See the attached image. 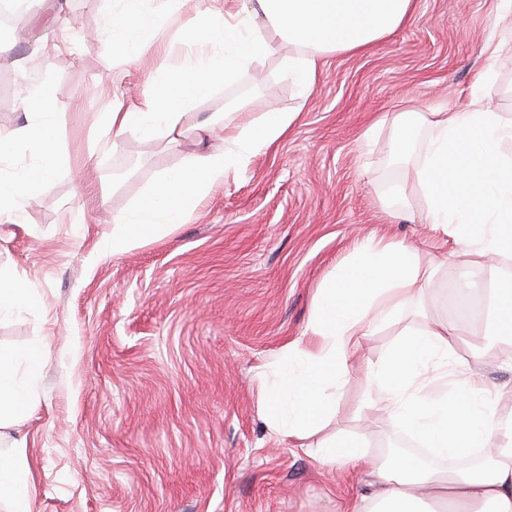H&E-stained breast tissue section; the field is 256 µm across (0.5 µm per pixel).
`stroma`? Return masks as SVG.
Returning a JSON list of instances; mask_svg holds the SVG:
<instances>
[{
  "label": "stroma",
  "instance_id": "stroma-1",
  "mask_svg": "<svg viewBox=\"0 0 512 512\" xmlns=\"http://www.w3.org/2000/svg\"><path fill=\"white\" fill-rule=\"evenodd\" d=\"M498 0H415V20L359 55L320 60L312 94L299 100L278 51L259 67L198 95L185 124L239 106L241 123L299 108L287 135L215 186L189 221L117 254L101 253L112 218L164 170L200 145L188 131L164 147L103 121L133 105L186 64L195 45L154 44L123 61L102 36L110 0H34L17 36L0 41V76L12 89L0 127L26 124L21 84L59 87L63 161L14 223L0 225V268L17 272L36 303L0 318V348H46L36 398L0 450L25 437L32 512H336L369 494L366 475L315 469L269 426L259 397L284 345L302 336L321 284L374 231L411 246L432 237L416 154L391 153L398 127L383 116L464 107L486 70L487 101L512 119V55L488 63ZM373 139H365L368 126ZM498 258L468 271L440 267L422 317L455 321L460 360L489 390L512 387V339L488 347L478 319H459L463 280L499 282ZM353 370L326 434L400 447L404 435L361 408Z\"/></svg>",
  "mask_w": 512,
  "mask_h": 512
}]
</instances>
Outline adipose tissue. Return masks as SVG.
I'll return each mask as SVG.
<instances>
[{
  "instance_id": "adipose-tissue-1",
  "label": "adipose tissue",
  "mask_w": 512,
  "mask_h": 512,
  "mask_svg": "<svg viewBox=\"0 0 512 512\" xmlns=\"http://www.w3.org/2000/svg\"><path fill=\"white\" fill-rule=\"evenodd\" d=\"M224 10L200 11L189 35L199 51L171 71L161 88L141 105L108 114L115 135L134 131L156 139L182 134L185 105L201 92L232 80L242 69L263 64L277 51L276 40L292 45L286 63L301 97L318 82L319 61L328 53L358 54L415 18L414 0H224ZM160 19L150 0H112L104 35L121 57H140L149 47L148 29ZM475 91L466 109L424 117L407 111L396 144L409 150L414 128L428 123L432 136L416 168L423 194V223L439 240L442 257L458 267L496 256L512 263V120L492 110ZM57 92L35 88L20 100L31 124L0 129V161L26 147L36 159L34 174L0 175V219L22 211L40 184L59 165L55 139ZM297 110L270 112L254 125H238L232 113L202 124L219 135L220 148L190 153L165 172L145 195L112 218V237L103 251L117 253L186 223L199 198L245 165L251 154L269 149L294 123ZM435 268L419 249L373 235L359 240L347 260L319 288L304 339L287 344L277 380L260 404L271 428L298 443L322 470L369 477L371 496L354 512H512V388L489 392L477 374L454 390L433 389V375L455 362L452 323L425 320L402 325L409 304L422 299ZM489 343L512 335V278L489 289L485 306ZM400 324V337L382 357L365 358L368 336ZM41 346L19 353L0 349V427L22 421L35 393L17 374L34 369ZM363 366L362 406L429 449L432 459L411 455L393 460L374 456L358 437L317 439L336 414V398L350 370ZM446 461L434 467L433 459ZM32 472L24 442L0 454V500L8 512H31Z\"/></svg>"
}]
</instances>
